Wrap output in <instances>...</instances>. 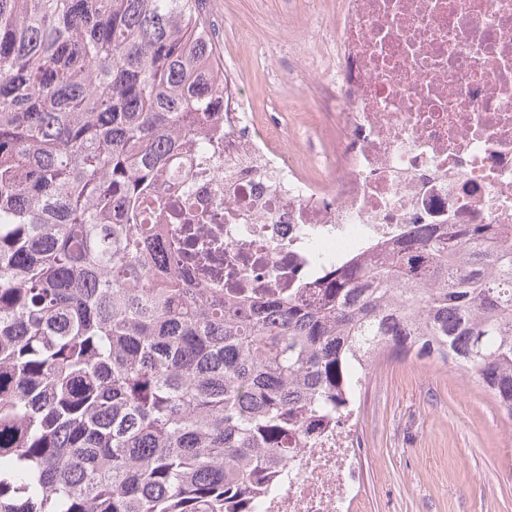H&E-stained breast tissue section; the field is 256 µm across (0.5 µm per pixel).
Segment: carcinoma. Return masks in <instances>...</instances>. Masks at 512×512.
Listing matches in <instances>:
<instances>
[{
  "label": "carcinoma",
  "instance_id": "cac0c4a2",
  "mask_svg": "<svg viewBox=\"0 0 512 512\" xmlns=\"http://www.w3.org/2000/svg\"><path fill=\"white\" fill-rule=\"evenodd\" d=\"M201 0H0V512H255L383 354L512 419V228L419 224L239 300L157 261L144 201L224 111Z\"/></svg>",
  "mask_w": 512,
  "mask_h": 512
}]
</instances>
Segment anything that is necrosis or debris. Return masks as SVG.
Wrapping results in <instances>:
<instances>
[{
  "label": "necrosis or debris",
  "mask_w": 512,
  "mask_h": 512,
  "mask_svg": "<svg viewBox=\"0 0 512 512\" xmlns=\"http://www.w3.org/2000/svg\"><path fill=\"white\" fill-rule=\"evenodd\" d=\"M326 100L339 137L314 160L289 157L286 129L246 108L225 72L224 110L183 144L148 201L179 218L156 253L221 243L223 271L187 255L190 278L242 295L310 288L328 265L412 224H512V0H344ZM358 454L344 424L299 451L259 512H344Z\"/></svg>",
  "instance_id": "obj_1"
}]
</instances>
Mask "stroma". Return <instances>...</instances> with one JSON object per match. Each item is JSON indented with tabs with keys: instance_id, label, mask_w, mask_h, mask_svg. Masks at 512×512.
<instances>
[{
	"instance_id": "35a3bbf8",
	"label": "stroma",
	"mask_w": 512,
	"mask_h": 512,
	"mask_svg": "<svg viewBox=\"0 0 512 512\" xmlns=\"http://www.w3.org/2000/svg\"><path fill=\"white\" fill-rule=\"evenodd\" d=\"M341 0H202L224 68L250 111L288 129L289 155L336 146L321 110ZM358 464L349 512H512V420L452 364L385 357L353 411Z\"/></svg>"
}]
</instances>
